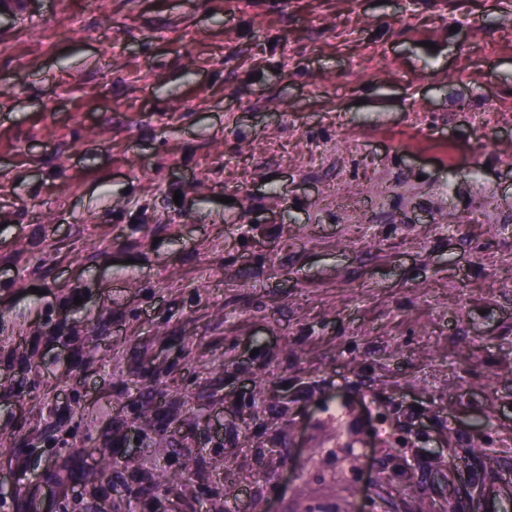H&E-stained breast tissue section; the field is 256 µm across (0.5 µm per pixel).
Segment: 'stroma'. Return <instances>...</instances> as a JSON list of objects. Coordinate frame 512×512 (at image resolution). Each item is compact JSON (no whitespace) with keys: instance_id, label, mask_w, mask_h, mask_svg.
I'll return each instance as SVG.
<instances>
[{"instance_id":"1","label":"stroma","mask_w":512,"mask_h":512,"mask_svg":"<svg viewBox=\"0 0 512 512\" xmlns=\"http://www.w3.org/2000/svg\"><path fill=\"white\" fill-rule=\"evenodd\" d=\"M509 481L512 0L0 14V512Z\"/></svg>"}]
</instances>
